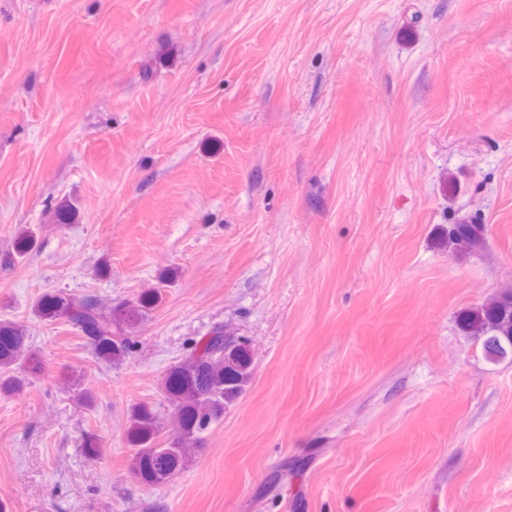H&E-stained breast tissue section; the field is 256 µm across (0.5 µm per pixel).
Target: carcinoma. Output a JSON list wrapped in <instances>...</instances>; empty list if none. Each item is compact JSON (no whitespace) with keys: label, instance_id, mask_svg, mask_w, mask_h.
<instances>
[{"label":"carcinoma","instance_id":"carcinoma-1","mask_svg":"<svg viewBox=\"0 0 512 512\" xmlns=\"http://www.w3.org/2000/svg\"><path fill=\"white\" fill-rule=\"evenodd\" d=\"M480 224L448 226V249L478 250L483 245ZM157 294L142 293L131 303L104 308L91 295L63 292L42 296L33 313L45 321L65 320L88 340L98 363L117 366L135 347L133 329L154 309ZM461 329L482 342L485 356L497 360L512 354V289L506 288L459 316ZM35 353L27 345L26 330L0 320V394L21 391L27 375L36 371ZM253 376V356L247 348L224 351V328L200 337L185 358L170 368L161 389L180 420V432L166 448L156 447L162 417L148 404L131 409L127 437L132 446L130 470L147 486L167 483L186 469L200 447L202 434L246 392Z\"/></svg>","mask_w":512,"mask_h":512}]
</instances>
